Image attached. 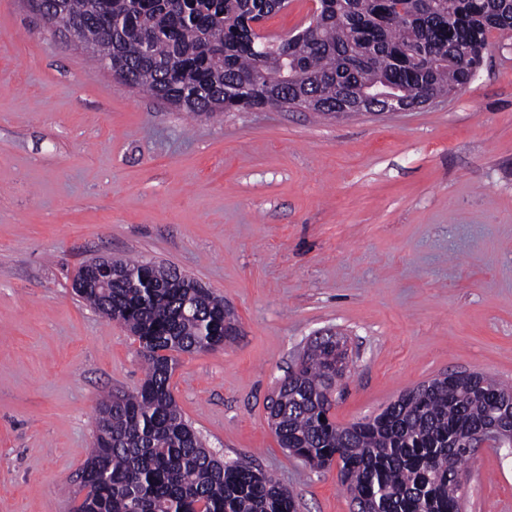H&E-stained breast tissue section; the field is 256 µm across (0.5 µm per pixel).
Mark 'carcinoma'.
<instances>
[{
	"label": "carcinoma",
	"mask_w": 512,
	"mask_h": 512,
	"mask_svg": "<svg viewBox=\"0 0 512 512\" xmlns=\"http://www.w3.org/2000/svg\"><path fill=\"white\" fill-rule=\"evenodd\" d=\"M75 36L105 51L112 73L195 115L265 108L276 84L288 107L335 113L340 90L387 84L414 98L458 91L474 79L493 30H512V0H320L312 33L279 38L278 53L251 43L250 23L282 0H62ZM254 83L235 100V84ZM104 289L77 292L139 342L145 379L98 403L107 439L81 472L88 493L72 512H297L292 493L244 458L204 446L170 389L177 355L236 339L224 299L187 288L177 270L121 261ZM336 342L312 341L271 399L281 447L319 468L337 463L360 512H461L465 438L512 426V386L475 373L443 374L401 394L372 419L338 426Z\"/></svg>",
	"instance_id": "1"
}]
</instances>
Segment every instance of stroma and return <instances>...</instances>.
I'll list each match as a JSON object with an SVG mask.
<instances>
[{
    "mask_svg": "<svg viewBox=\"0 0 512 512\" xmlns=\"http://www.w3.org/2000/svg\"><path fill=\"white\" fill-rule=\"evenodd\" d=\"M99 256L224 299L236 339L172 373L184 417L298 512H353L337 467L280 447L268 404L328 331L350 357L343 426L444 373L512 385V31L413 111L194 117L0 0V512H69L99 401L144 379L138 341L72 290ZM463 512H512V456L476 449Z\"/></svg>",
    "mask_w": 512,
    "mask_h": 512,
    "instance_id": "1",
    "label": "stroma"
}]
</instances>
